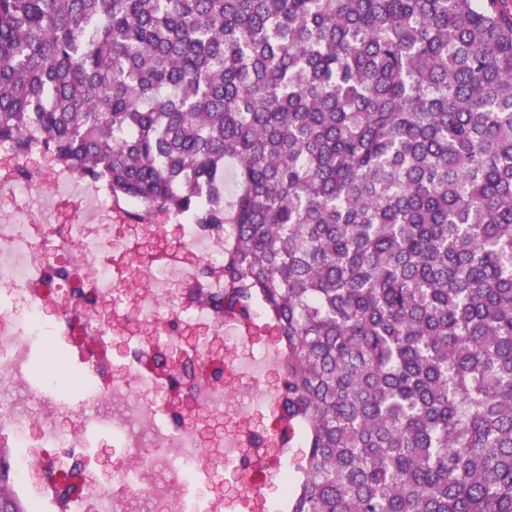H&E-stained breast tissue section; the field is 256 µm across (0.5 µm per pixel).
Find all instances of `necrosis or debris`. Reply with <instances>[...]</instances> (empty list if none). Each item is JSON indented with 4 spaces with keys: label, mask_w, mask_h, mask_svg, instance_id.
<instances>
[{
    "label": "necrosis or debris",
    "mask_w": 512,
    "mask_h": 512,
    "mask_svg": "<svg viewBox=\"0 0 512 512\" xmlns=\"http://www.w3.org/2000/svg\"><path fill=\"white\" fill-rule=\"evenodd\" d=\"M79 219L73 224H40L29 207L13 208L0 220V388L26 384L42 409L0 400V447L14 449L16 485L36 486L34 512H116L130 499L171 503L175 512H225L229 498L210 483L197 498L189 490L200 475L225 466V450L241 441L249 416L239 413L237 431L203 446L194 429L178 424L167 404L170 390L153 357L156 341L175 347L172 322L203 324L216 338L224 321L206 303H181L171 288L196 282L202 266L224 262L223 235L181 227L184 247L195 260L178 256L146 267L135 306L125 301L122 257L133 251L125 225L84 220L82 197L69 196ZM78 280L48 278L45 252ZM132 339L133 354L121 369L112 366L110 344ZM74 369L81 387L77 403L59 395L55 370ZM120 402L122 416L104 414ZM119 445L111 474L80 469L67 491L49 449Z\"/></svg>",
    "instance_id": "1"
}]
</instances>
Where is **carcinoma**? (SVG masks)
Here are the masks:
<instances>
[{"label":"carcinoma","instance_id":"cac0c4a2","mask_svg":"<svg viewBox=\"0 0 512 512\" xmlns=\"http://www.w3.org/2000/svg\"><path fill=\"white\" fill-rule=\"evenodd\" d=\"M502 2L0 0V146L228 235L183 296L271 316L289 512H512Z\"/></svg>","mask_w":512,"mask_h":512}]
</instances>
